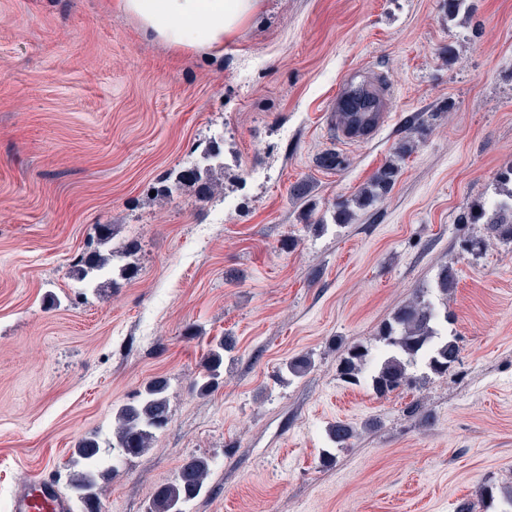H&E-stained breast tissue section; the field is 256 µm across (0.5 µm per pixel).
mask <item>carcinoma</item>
Masks as SVG:
<instances>
[{"mask_svg":"<svg viewBox=\"0 0 512 512\" xmlns=\"http://www.w3.org/2000/svg\"><path fill=\"white\" fill-rule=\"evenodd\" d=\"M205 165L188 168L163 186L161 193L168 196L184 188L200 193L213 187V171L223 166L221 150L212 146L204 153ZM398 169L388 165L379 170L360 194L343 202L336 210L339 223L347 222L350 203L363 207L385 195L397 176ZM468 224L486 225L487 235L475 236L464 244V250L477 255L487 249L489 241L496 239L512 245V188L494 204L492 211L477 205L465 214ZM116 235L112 224L98 225L96 245L83 252L69 269V276L97 289L109 287L105 277L112 272V257L131 255L136 251L132 241H125L112 248ZM456 272L451 266L441 268L437 276V290L443 296L455 288ZM441 320L437 307L428 300L417 298L401 306L392 318L380 327L375 341L384 348V354L370 375H365L372 346L363 342L348 346L339 363V377L348 385H369L379 397H385L411 382V370L422 364L434 374H446L458 362L461 354L457 341L440 333ZM230 348L221 341L209 349L203 358L202 372L195 378L193 387L200 395L215 390L224 376V354ZM313 366L311 357L297 356L285 365L289 375L300 378ZM112 448L125 455H139L152 448L157 432L169 422L167 383L154 379L137 391L130 401L115 411ZM329 444L344 447L353 437L352 429L337 422L327 430ZM99 442L94 437L79 441L76 458L72 462L67 488L71 497L85 507V512H97L100 497L91 496L108 481L110 471L101 470L97 461ZM210 473L209 462L204 457L190 459L182 468L175 482L161 487L152 497L147 512H187V505L197 498L205 487Z\"/></svg>","mask_w":512,"mask_h":512,"instance_id":"1","label":"carcinoma"}]
</instances>
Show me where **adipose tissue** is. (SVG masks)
<instances>
[{"mask_svg":"<svg viewBox=\"0 0 512 512\" xmlns=\"http://www.w3.org/2000/svg\"><path fill=\"white\" fill-rule=\"evenodd\" d=\"M151 35L177 48L217 49L259 12L260 0H119Z\"/></svg>","mask_w":512,"mask_h":512,"instance_id":"obj_1","label":"adipose tissue"}]
</instances>
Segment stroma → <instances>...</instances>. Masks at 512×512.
Instances as JSON below:
<instances>
[{"label":"stroma","instance_id":"35a3bbf8","mask_svg":"<svg viewBox=\"0 0 512 512\" xmlns=\"http://www.w3.org/2000/svg\"><path fill=\"white\" fill-rule=\"evenodd\" d=\"M472 5L264 0L222 48L175 50L115 0H0V512L42 469L65 485L90 434L114 471L98 512H147L199 456L210 474L188 512H495L477 493L512 485V246L463 252L484 227L460 218L512 167V0ZM378 80L387 126L339 145L337 87ZM214 145L222 190L161 194ZM392 160L388 194L337 223ZM101 224L138 249L112 261L133 276L97 291L67 272ZM417 295L448 311L455 367H417L385 397L343 384L344 347ZM218 339L231 358L202 396ZM302 354L311 370L281 378ZM156 378L169 423L118 455L114 411ZM336 421L357 436L332 449ZM230 348L224 340L209 349L203 358L202 372L195 378L193 387L199 395H207L215 390L224 376V352Z\"/></svg>","mask_w":512,"mask_h":512}]
</instances>
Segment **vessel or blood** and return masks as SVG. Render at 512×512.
I'll use <instances>...</instances> for the list:
<instances>
[{
    "mask_svg": "<svg viewBox=\"0 0 512 512\" xmlns=\"http://www.w3.org/2000/svg\"><path fill=\"white\" fill-rule=\"evenodd\" d=\"M350 93L340 88L326 113V124L341 142L360 144L373 140L389 120L386 102L370 112L349 113ZM72 506L58 490L50 474L41 472L13 496L10 512H71Z\"/></svg>",
    "mask_w": 512,
    "mask_h": 512,
    "instance_id": "1",
    "label": "vessel or blood"
}]
</instances>
